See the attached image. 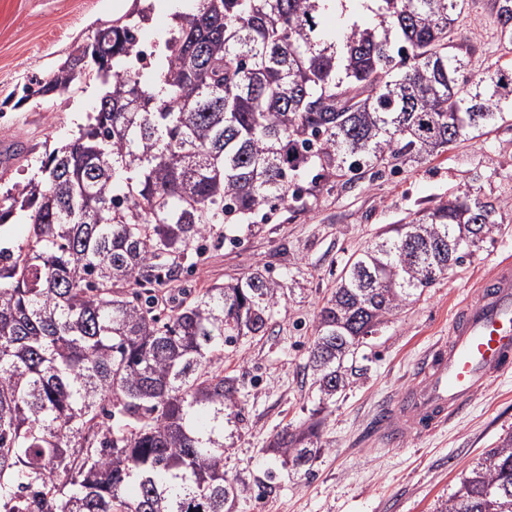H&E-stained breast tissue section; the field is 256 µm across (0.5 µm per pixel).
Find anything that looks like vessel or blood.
I'll return each mask as SVG.
<instances>
[{
    "label": "vessel or blood",
    "instance_id": "obj_1",
    "mask_svg": "<svg viewBox=\"0 0 512 512\" xmlns=\"http://www.w3.org/2000/svg\"><path fill=\"white\" fill-rule=\"evenodd\" d=\"M476 306H462L447 344L426 362L420 384L400 393L381 424L400 439L405 426L427 433L445 425L467 405L484 381L512 369V261L499 262L479 287Z\"/></svg>",
    "mask_w": 512,
    "mask_h": 512
}]
</instances>
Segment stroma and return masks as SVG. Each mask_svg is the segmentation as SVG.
Listing matches in <instances>:
<instances>
[{"instance_id":"stroma-1","label":"stroma","mask_w":512,"mask_h":512,"mask_svg":"<svg viewBox=\"0 0 512 512\" xmlns=\"http://www.w3.org/2000/svg\"><path fill=\"white\" fill-rule=\"evenodd\" d=\"M135 0H0V142L23 144L0 190L37 177L46 150L62 146L95 105L99 89L25 96L45 73L86 43L100 24ZM476 69L511 67L489 0H477L451 30ZM498 204V230L464 262L370 336L356 354L360 375L323 410V452L308 473L267 455L282 429L309 423L318 410L307 366L318 313L347 260L390 225L451 195ZM241 244L209 248L187 286L198 291L258 269L280 279L286 295L265 336L241 338L212 369L238 380L240 418L224 424V472L247 485L235 512H433L461 472L512 435V370L482 386L466 409L434 434L406 432L397 443L376 436L377 413L417 377L448 337L458 308L478 281L512 258V121L471 132L426 161L360 179L330 178L306 210H280L267 223L239 228Z\"/></svg>"}]
</instances>
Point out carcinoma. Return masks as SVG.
<instances>
[{
    "label": "carcinoma",
    "mask_w": 512,
    "mask_h": 512,
    "mask_svg": "<svg viewBox=\"0 0 512 512\" xmlns=\"http://www.w3.org/2000/svg\"><path fill=\"white\" fill-rule=\"evenodd\" d=\"M476 0H378L375 21L322 29L323 0H193L150 76L144 12L100 25L37 93L100 87L87 123L40 176L0 193V512H229L224 411L238 382L212 370L263 336L285 298L269 270L191 292L210 245L332 176L421 162L512 116V67L466 73L448 42ZM512 41V0H490ZM400 46H395V41ZM496 207L454 196L393 224L346 260L319 311L309 367L319 404L357 375L364 337L497 231ZM157 288L179 297L158 310ZM321 421L268 451L299 471ZM434 512H512V436Z\"/></svg>",
    "instance_id": "1"
}]
</instances>
